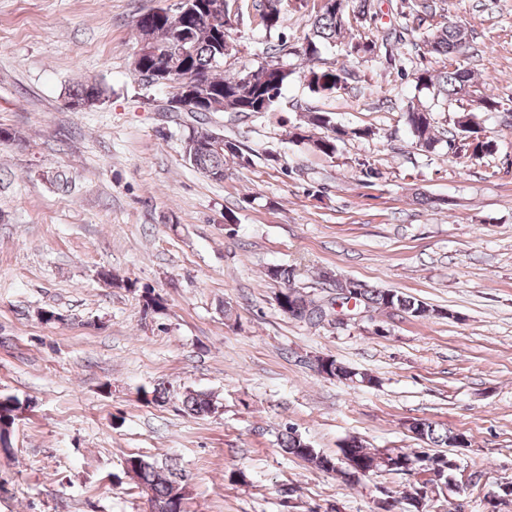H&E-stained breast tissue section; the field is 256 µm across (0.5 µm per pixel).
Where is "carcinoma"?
Here are the masks:
<instances>
[{"instance_id": "obj_1", "label": "carcinoma", "mask_w": 512, "mask_h": 512, "mask_svg": "<svg viewBox=\"0 0 512 512\" xmlns=\"http://www.w3.org/2000/svg\"><path fill=\"white\" fill-rule=\"evenodd\" d=\"M216 0H186L176 16L159 13L155 10L139 16L136 28L143 33L148 42L147 52L140 58V66L151 71L164 67L171 75L167 87L171 89L169 100L178 101L184 96V86L174 78V75L186 70L192 71L201 89L213 97V102L224 106L226 112H270L281 97L283 89L294 78L295 71L285 68L279 61L280 53L288 50L286 41L277 44L266 43L260 49L264 61L258 65L259 77L254 81H245L238 73L224 74V56L229 54L226 31L211 21L213 15L212 3ZM373 0H332V4H322L310 16L309 31L294 47L293 53L305 57L309 61L320 59L323 48L327 46L345 45L347 55L354 56L367 62L380 54L388 56L391 67L399 75L404 74L405 67L399 64V58L390 51L391 43L400 44L406 41V36L413 35L417 28L399 33L394 37L387 35L377 37H359L355 41L343 43L345 31L351 29L349 13H356L364 18L370 15ZM445 0H400V14L413 16L418 23H427L421 37L411 40L418 49L444 57L448 64L441 70L417 69L412 73L415 87L423 90H433L434 96L450 108L458 103L466 102L467 113L463 114L466 121L458 128L459 139H451L448 145L456 146L460 152L471 154L473 158H482L498 150V142L483 134L477 121V114L482 112H498L503 104L492 95L484 92L474 80L471 69L462 62L469 43L465 27L450 24L447 21H437V12L445 11L441 3ZM293 6L302 9L307 6V0H258L261 25L270 34L280 27V19L284 7ZM351 73L345 68L312 67L303 73V79L310 92L318 95H329L342 88L347 83ZM104 91L96 84H86L70 94V100L90 102V106L103 100ZM433 109L423 105L411 104L403 113L405 124L416 139V144L422 148H434L435 139L431 135ZM308 124L326 130V134L313 137L309 129L296 126L290 132V137L298 143H306L313 150L328 157L337 152V145L347 137L365 138L373 135L368 128L347 129L338 127L332 121L328 112L311 111ZM240 160L249 162L242 152L238 142L224 141V149L220 151L200 150L188 159V162L204 174L215 180H224V169L229 163ZM101 277L114 288H125L132 291L141 304L143 313L160 312L165 309L163 297L149 288L138 289L129 280H119L111 273L103 272ZM278 307L286 311L288 305L297 301L309 308L307 322L313 324L321 321L327 315V308L317 304V301L293 288H283L276 296ZM359 305L365 309H396L410 315L427 317L434 314L440 318L446 314L429 307L426 303L402 292L364 288L359 291ZM325 372L330 378L350 382L353 370L327 358ZM137 393L148 403L160 404L165 402L166 391L160 385L151 388L141 387ZM24 402L16 396L5 395L0 402V431L14 429L18 414L22 412ZM184 411L193 417H205L215 410L213 396L207 392L192 390L183 400ZM457 434L435 424H428L424 444L426 448L417 451L400 452V455L388 454L380 457L376 449L368 448L361 443H355L349 448H338L334 455H324L316 450L303 447L305 439L293 429L281 434L279 446L287 455H292L313 464L317 469L334 473L347 485L353 484L348 478V470L355 464L373 473L389 472L396 474L407 473L402 460L417 463V466L432 473L428 482L440 489L453 483L455 471L448 467V460L454 454L445 451L452 445ZM126 462L132 463L138 469V486L147 496L168 507V512H177L180 501L186 495L184 474L177 463L167 458L161 462L151 460L143 455L131 454Z\"/></svg>"}]
</instances>
